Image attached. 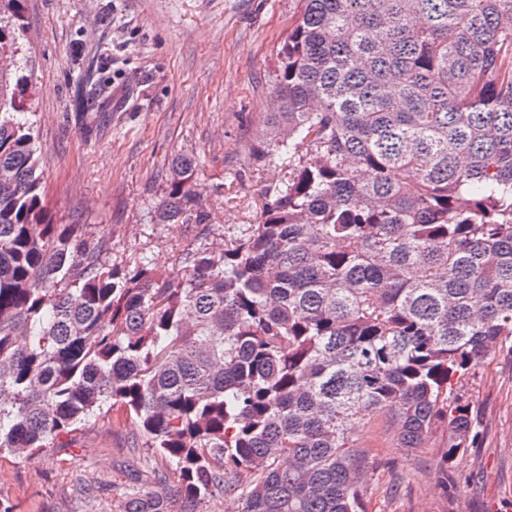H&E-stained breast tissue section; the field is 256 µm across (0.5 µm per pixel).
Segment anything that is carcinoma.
Returning a JSON list of instances; mask_svg holds the SVG:
<instances>
[{
    "label": "carcinoma",
    "mask_w": 512,
    "mask_h": 512,
    "mask_svg": "<svg viewBox=\"0 0 512 512\" xmlns=\"http://www.w3.org/2000/svg\"><path fill=\"white\" fill-rule=\"evenodd\" d=\"M298 2L252 147L288 176L171 280L52 223L22 0H0V455L61 447L108 404L190 510L365 512L358 421L390 411L420 448L449 416L459 453L452 385L512 339V0ZM195 166L172 161L156 223L207 221ZM122 512L173 509L133 488Z\"/></svg>",
    "instance_id": "carcinoma-1"
}]
</instances>
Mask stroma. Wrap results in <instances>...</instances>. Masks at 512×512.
<instances>
[{
    "instance_id": "obj_1",
    "label": "stroma",
    "mask_w": 512,
    "mask_h": 512,
    "mask_svg": "<svg viewBox=\"0 0 512 512\" xmlns=\"http://www.w3.org/2000/svg\"><path fill=\"white\" fill-rule=\"evenodd\" d=\"M298 0H25L27 95L45 204L58 224H85L107 260L145 255L167 277L183 248L217 244L256 223L265 189L288 174L257 165L252 144L271 110L278 53ZM103 89L75 124L70 87L90 63ZM196 158L192 182L207 225L156 224L176 155ZM473 436L452 464V436L435 421L404 447L390 415L358 425L367 452L366 512H512V341L456 389ZM134 421L104 407L62 448L0 456V498L17 512H121L140 472L161 465L136 448ZM94 491L78 495L79 487Z\"/></svg>"
}]
</instances>
